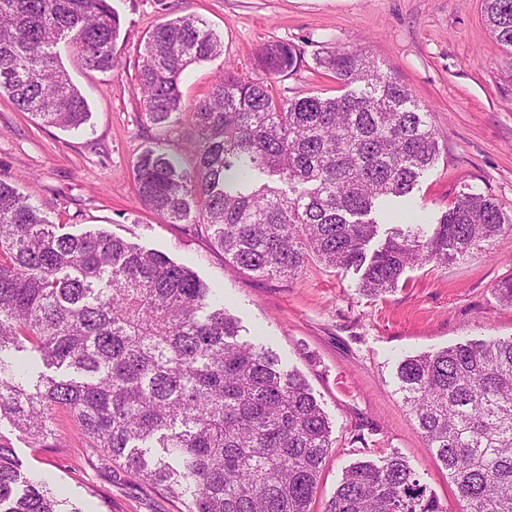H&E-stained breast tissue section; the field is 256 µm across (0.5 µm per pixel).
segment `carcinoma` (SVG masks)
<instances>
[{"label": "carcinoma", "instance_id": "1", "mask_svg": "<svg viewBox=\"0 0 512 512\" xmlns=\"http://www.w3.org/2000/svg\"><path fill=\"white\" fill-rule=\"evenodd\" d=\"M483 6L512 49V0ZM119 29L109 0H0V96L47 124L80 127L88 106L58 46L109 70ZM222 54L193 14L150 32L137 75L144 115L161 124L190 113L197 152L186 169L148 148L135 182L147 209L197 225L237 269L288 278L317 259L363 270L358 291L379 296L407 268L446 265L512 227L495 198L464 192L432 236L399 231L366 257L373 208L409 194L436 159L429 112L358 51L317 61L345 93L281 98L271 79L300 57L284 43L258 49V74L226 70L206 99L183 106V73ZM64 228L0 179V425L34 448H61L56 412L65 410L100 464L165 492L179 512H313L332 427L305 378L237 342V323L187 266L105 231ZM11 349L70 375L32 377L3 356ZM397 377L463 512H512V337L408 356ZM20 478L0 432V512H81L64 508L44 477L15 494ZM325 512L446 508L388 453L347 469Z\"/></svg>", "mask_w": 512, "mask_h": 512}]
</instances>
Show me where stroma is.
Listing matches in <instances>:
<instances>
[{
  "mask_svg": "<svg viewBox=\"0 0 512 512\" xmlns=\"http://www.w3.org/2000/svg\"><path fill=\"white\" fill-rule=\"evenodd\" d=\"M120 18L116 68L87 67L75 49L61 62L85 97L90 117L76 130L42 125L0 97V177L52 224L80 234L102 229L189 267L224 291L240 340L262 345L284 370L300 372L330 419L333 446L314 512H324L343 473L355 462L398 453L419 473L447 512L462 503L448 472L428 448L398 390L401 359L468 340L512 337V306L496 287L512 277V232L490 246L440 266L408 268L405 283L381 297L357 290L355 271L308 264L292 278L237 270L205 233L170 224L146 209L134 165L163 144L183 167L195 162L188 113L156 125L143 115L137 86L142 38L157 24L193 13L222 40L223 54L188 68L184 104L206 98L224 70L252 72L265 43L301 53L296 69L277 78L281 97L339 95L318 58L359 50L391 73L431 114L440 147L435 164L405 197L383 201L380 234L421 225L433 233L462 192L489 194L512 216V55L482 19V0H111ZM62 448H35L9 432L25 475L46 474L81 512H177L162 491L117 468L93 463L67 412L57 415Z\"/></svg>",
  "mask_w": 512,
  "mask_h": 512,
  "instance_id": "stroma-1",
  "label": "stroma"
}]
</instances>
